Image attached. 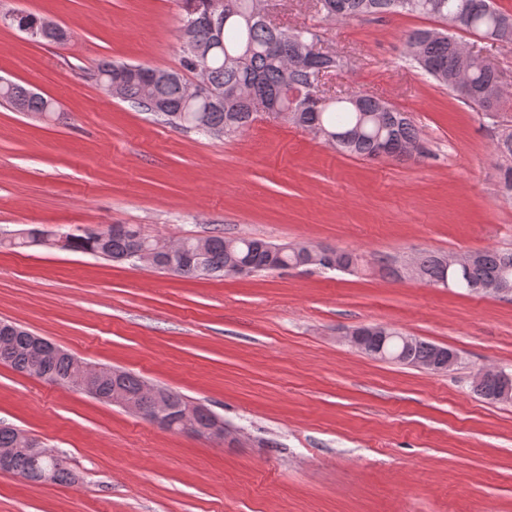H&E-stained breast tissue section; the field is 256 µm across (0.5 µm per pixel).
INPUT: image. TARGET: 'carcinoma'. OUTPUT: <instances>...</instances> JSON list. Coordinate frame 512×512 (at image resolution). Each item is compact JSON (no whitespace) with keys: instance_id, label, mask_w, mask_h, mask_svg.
Segmentation results:
<instances>
[{"instance_id":"1","label":"carcinoma","mask_w":512,"mask_h":512,"mask_svg":"<svg viewBox=\"0 0 512 512\" xmlns=\"http://www.w3.org/2000/svg\"><path fill=\"white\" fill-rule=\"evenodd\" d=\"M216 0H181L183 17L180 28L181 67L194 71L207 93L189 98V84L173 70L156 76L157 69L131 65L117 69L115 63L98 67L103 82H112V96L131 103L143 112L159 117L163 122L182 131L194 130L215 137L238 134L256 119L250 96L255 94L273 112H288L290 122L310 131L328 133V144L336 151L368 160L390 157L406 161L418 153V131L405 112L366 95L352 94L344 99L327 101L314 88L315 69L334 68L336 59L319 56L309 64L301 59L302 44L316 34L309 29L289 30L271 25L260 14V0H228L234 12L229 17L215 10ZM321 12L329 19L343 22L353 19L407 13L423 15L439 22L450 14L465 18L462 31L469 33L500 29L505 12L493 0H319ZM428 30H413L405 35L408 47L424 44V61L418 63L427 75L448 89L457 92L455 79L465 74L471 83L472 96L466 101L483 112L500 106L495 95L498 75L491 64L482 68H462L451 49L450 39L427 40ZM305 90L303 97L291 102L282 97L285 86ZM0 99L20 112L52 116L56 103L26 87L11 83L0 84ZM151 247L162 259H172L179 266V277L202 278L224 276L229 256L250 266L254 272H265L270 265L291 268L309 263V248L290 247L272 256L268 242L258 238H227L212 235L205 238H185L171 242L161 237L149 238L132 224H112L104 232L93 225L82 226L79 233H64L51 241L44 232L31 229L25 237L8 241L14 247L58 246L63 250L123 261L138 245ZM422 278L468 293H478L484 286L500 281L512 284V250L490 249L476 252V259L461 270H450L441 263V255L428 254L416 259ZM34 334L14 323H4L0 330V363L31 374L38 368L45 380L66 384L78 372L77 359L70 353L39 356L33 342ZM372 349H383L392 361L429 368L438 362V345L419 339L405 344L399 339L381 343L369 340ZM94 390L80 387L100 401L112 393V379L97 376L91 380ZM144 381L122 372V387L139 398L142 418L153 420L156 413L152 398L141 392ZM503 386L502 373L487 371L474 391L489 400L498 399ZM0 447L17 448L10 471L28 481L49 471L54 482H72L74 475L57 456L34 458L30 449L39 444L18 434L13 428H0Z\"/></svg>"}]
</instances>
